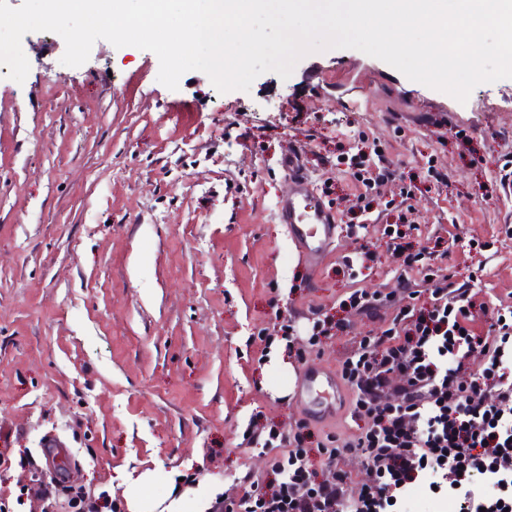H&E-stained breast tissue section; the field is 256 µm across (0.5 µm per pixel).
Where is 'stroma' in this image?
I'll return each instance as SVG.
<instances>
[{
    "label": "stroma",
    "mask_w": 512,
    "mask_h": 512,
    "mask_svg": "<svg viewBox=\"0 0 512 512\" xmlns=\"http://www.w3.org/2000/svg\"><path fill=\"white\" fill-rule=\"evenodd\" d=\"M23 83L0 72V512H42L27 487L47 437L76 461L69 484L128 512L131 474L160 469L175 485L237 494L275 462L243 443L253 418L315 440L346 437L347 415L318 419L271 386L273 350L293 371L338 369L373 324L348 313L345 335L307 346L261 341L289 311L336 315L352 289L397 287L398 262L368 225L304 262L276 218L296 155L316 186L346 197L343 153L374 141L401 170L426 161L448 175L411 201L414 250L448 241L447 271L468 283L483 333L512 306V198L497 180L512 158V79L476 86L467 102L412 81L355 49L301 58L289 78L267 72L221 93L200 71L177 90L148 50L94 43L63 65L52 32L22 39ZM482 249L469 247V240ZM374 256L349 273L361 249Z\"/></svg>",
    "instance_id": "obj_1"
}]
</instances>
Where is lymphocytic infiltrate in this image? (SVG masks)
<instances>
[{"label":"lymphocytic infiltrate","instance_id":"obj_1","mask_svg":"<svg viewBox=\"0 0 512 512\" xmlns=\"http://www.w3.org/2000/svg\"><path fill=\"white\" fill-rule=\"evenodd\" d=\"M349 165L362 189L348 213L360 229L384 219L387 247L399 262L397 288H357L339 303L384 325L361 337L338 369L355 429L347 439L330 435L315 444L308 421L285 431L252 422L247 445L280 453L272 477L262 485L239 477L241 496L216 501L213 512H391L431 473L438 491L458 497L461 512H512V308L495 311L478 335L469 329L474 302L466 284L432 268L416 286L410 273L417 263L448 252L413 251L406 210L382 199L383 187L397 181L399 201H409L414 183L382 155L360 150ZM420 291L428 303L411 305ZM473 356L482 362L476 373L466 367ZM354 456L364 458L367 479L348 469ZM62 490L72 512H99L50 470L28 493L50 506Z\"/></svg>","mask_w":512,"mask_h":512}]
</instances>
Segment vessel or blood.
I'll return each instance as SVG.
<instances>
[{"label":"vessel or blood","instance_id":"obj_1","mask_svg":"<svg viewBox=\"0 0 512 512\" xmlns=\"http://www.w3.org/2000/svg\"><path fill=\"white\" fill-rule=\"evenodd\" d=\"M291 190L279 204L281 223L287 224L300 257L317 264L334 247L337 239V216L334 206L324 200L312 182L298 172L296 163L288 165ZM327 386L335 399H342L344 392L339 378L325 368L315 365L305 367L294 381L293 391L298 400L309 398L318 386Z\"/></svg>","mask_w":512,"mask_h":512}]
</instances>
